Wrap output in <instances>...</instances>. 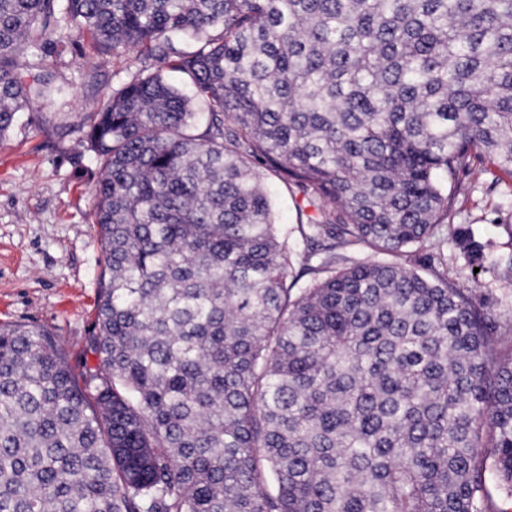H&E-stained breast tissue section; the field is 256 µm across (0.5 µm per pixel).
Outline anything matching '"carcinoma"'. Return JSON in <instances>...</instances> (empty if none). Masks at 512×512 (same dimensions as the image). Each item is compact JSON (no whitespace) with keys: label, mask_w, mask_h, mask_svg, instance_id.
I'll return each mask as SVG.
<instances>
[{"label":"carcinoma","mask_w":512,"mask_h":512,"mask_svg":"<svg viewBox=\"0 0 512 512\" xmlns=\"http://www.w3.org/2000/svg\"><path fill=\"white\" fill-rule=\"evenodd\" d=\"M64 30L140 67L80 140L95 363L0 327V512L512 502V321L432 250L459 173L512 174V0H0V138ZM456 238L512 284V255ZM263 171V183L272 200L273 219L275 224L281 225L282 230L296 227L297 214L290 192L270 172Z\"/></svg>","instance_id":"obj_1"}]
</instances>
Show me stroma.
Instances as JSON below:
<instances>
[{"instance_id":"stroma-1","label":"stroma","mask_w":512,"mask_h":512,"mask_svg":"<svg viewBox=\"0 0 512 512\" xmlns=\"http://www.w3.org/2000/svg\"><path fill=\"white\" fill-rule=\"evenodd\" d=\"M134 51L84 61L79 48L57 61L58 90L30 101L0 139V325L26 324L54 333L72 364L88 349L105 254L91 224L100 169L79 140L93 104L127 82ZM461 193L444 228L448 280L460 288L487 284L489 312L512 318V286L496 272H471L454 240L471 227L489 252L512 253V175L487 166L460 175Z\"/></svg>"}]
</instances>
